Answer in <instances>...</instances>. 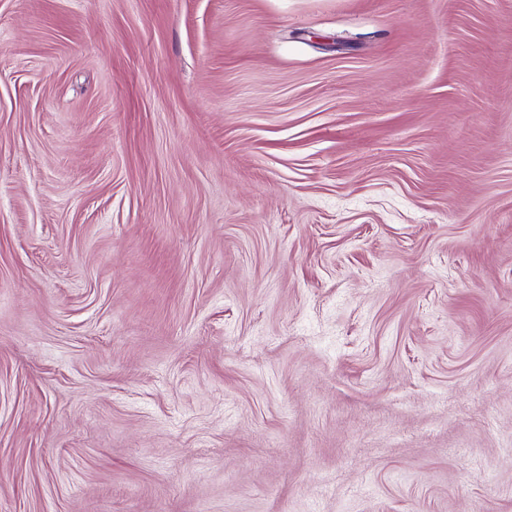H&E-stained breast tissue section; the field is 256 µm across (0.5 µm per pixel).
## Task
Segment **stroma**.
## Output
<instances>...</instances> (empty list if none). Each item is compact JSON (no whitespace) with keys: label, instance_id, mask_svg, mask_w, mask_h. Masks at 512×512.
I'll return each mask as SVG.
<instances>
[{"label":"stroma","instance_id":"stroma-1","mask_svg":"<svg viewBox=\"0 0 512 512\" xmlns=\"http://www.w3.org/2000/svg\"><path fill=\"white\" fill-rule=\"evenodd\" d=\"M0 512H512V0H0Z\"/></svg>","mask_w":512,"mask_h":512}]
</instances>
